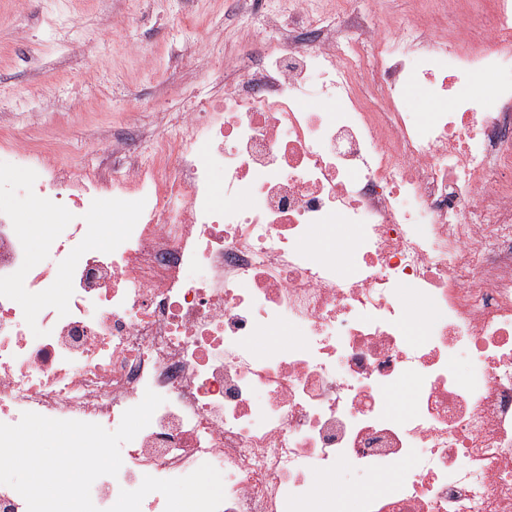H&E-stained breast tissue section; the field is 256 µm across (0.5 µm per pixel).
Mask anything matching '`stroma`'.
<instances>
[{
	"label": "stroma",
	"mask_w": 512,
	"mask_h": 512,
	"mask_svg": "<svg viewBox=\"0 0 512 512\" xmlns=\"http://www.w3.org/2000/svg\"><path fill=\"white\" fill-rule=\"evenodd\" d=\"M130 17L112 30L100 0H0V121L38 136L60 163L97 166L104 135L128 113L152 128L159 111L224 91V52L273 48L275 32L244 28L234 0H112ZM66 17L65 28L55 20ZM153 69H144L141 56Z\"/></svg>",
	"instance_id": "35a3bbf8"
}]
</instances>
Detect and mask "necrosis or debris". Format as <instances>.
I'll return each mask as SVG.
<instances>
[{
	"label": "necrosis or debris",
	"instance_id": "obj_1",
	"mask_svg": "<svg viewBox=\"0 0 512 512\" xmlns=\"http://www.w3.org/2000/svg\"><path fill=\"white\" fill-rule=\"evenodd\" d=\"M251 2L237 22L277 48L226 54L223 94L148 143L131 112L96 168L0 155V423L112 431L162 395L100 512L205 463L219 512H512V0H432L399 31L393 0ZM106 194L127 221L101 243ZM10 197L67 215L41 265ZM351 475L388 482L356 498Z\"/></svg>",
	"mask_w": 512,
	"mask_h": 512
}]
</instances>
